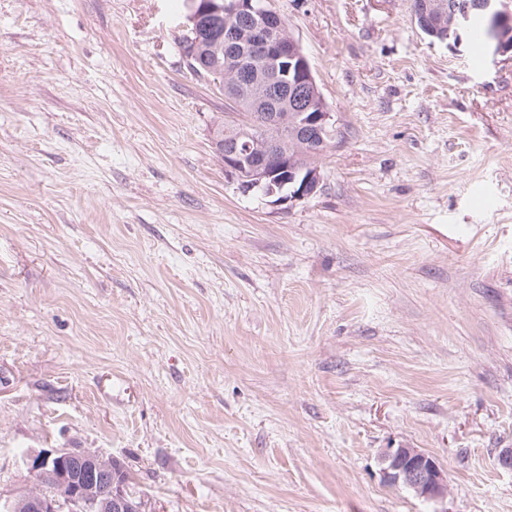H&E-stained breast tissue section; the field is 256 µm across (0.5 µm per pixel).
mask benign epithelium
<instances>
[{"mask_svg":"<svg viewBox=\"0 0 512 512\" xmlns=\"http://www.w3.org/2000/svg\"><path fill=\"white\" fill-rule=\"evenodd\" d=\"M187 30L202 14L224 17V99L231 105L245 101L252 112L250 128L224 139V174L249 193L263 191L276 206L290 205L316 194L319 166L294 165L290 143L313 145L332 126L333 115L317 104L320 98L310 63L284 20L262 0H186ZM475 13L493 23L495 51L512 49V0H416L412 8L417 25L431 37L461 39ZM260 49L264 66L252 68L247 51ZM290 129V134L268 136L267 129ZM27 468L49 490L27 493L3 504V512H145L119 481L112 460L88 449L43 450L25 454ZM56 467H50L51 462ZM384 482L424 501L448 498L445 469L417 448L381 451Z\"/></svg>","mask_w":512,"mask_h":512,"instance_id":"obj_1","label":"benign epithelium"}]
</instances>
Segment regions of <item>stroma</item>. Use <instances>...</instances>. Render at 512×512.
Wrapping results in <instances>:
<instances>
[{
	"mask_svg": "<svg viewBox=\"0 0 512 512\" xmlns=\"http://www.w3.org/2000/svg\"><path fill=\"white\" fill-rule=\"evenodd\" d=\"M335 120L312 197L224 177L182 0H0V500L118 461L146 512H512V51L411 0H270ZM384 482L424 501L443 503L448 498L445 469L431 455L417 448H385L381 451Z\"/></svg>",
	"mask_w": 512,
	"mask_h": 512,
	"instance_id": "1",
	"label": "stroma"
}]
</instances>
